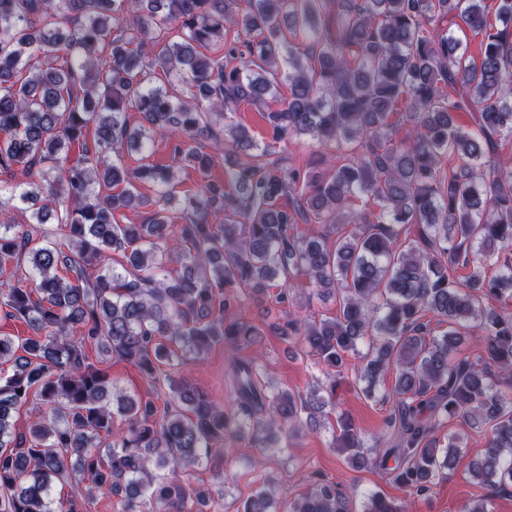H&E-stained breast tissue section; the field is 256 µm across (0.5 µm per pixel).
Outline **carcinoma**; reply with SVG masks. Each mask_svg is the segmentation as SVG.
Instances as JSON below:
<instances>
[{"instance_id": "cac0c4a2", "label": "carcinoma", "mask_w": 512, "mask_h": 512, "mask_svg": "<svg viewBox=\"0 0 512 512\" xmlns=\"http://www.w3.org/2000/svg\"><path fill=\"white\" fill-rule=\"evenodd\" d=\"M496 2L492 22L488 0H249L244 11L237 0H0V173L41 179L29 190L0 179V268L23 258L34 283L8 289L5 314L35 333L0 336V365L12 368L0 376V512H84L52 488L86 479L119 512H207L210 492L188 471L217 446L270 448L275 423L295 435L331 415L346 462L385 472L410 499L452 468L457 422L488 434L470 476L512 489V161L496 151L512 136V0ZM467 30L481 36L478 60ZM158 70L167 84H151ZM241 103L267 107L271 143L232 120ZM129 111L145 124L129 127ZM464 112L474 127L456 124ZM398 113L412 124L403 142ZM215 115L228 142L209 153L199 136ZM155 134L171 139L176 165L131 170L110 157ZM292 137L332 148L327 170L267 160ZM219 162L224 180L206 178ZM187 168L203 179L181 198ZM139 183L154 188L151 215L117 223L147 205ZM30 201L28 223L58 225L64 245L42 231L32 247L6 216L5 203ZM175 206L186 223H173ZM311 221L353 228L330 248L298 231ZM274 287L278 304L306 289L336 301L332 316L275 326L326 379L305 396L262 382L253 356L231 363L236 412L171 374L161 412L88 354L153 378L218 343L254 347L264 331L243 296ZM351 373L368 397L394 377L385 430L370 441L336 404ZM32 397L48 413L18 433L12 415ZM114 410L127 421L118 434ZM273 504L263 485L236 512ZM288 512H350V501L318 477ZM363 512L409 507L369 493Z\"/></svg>"}]
</instances>
